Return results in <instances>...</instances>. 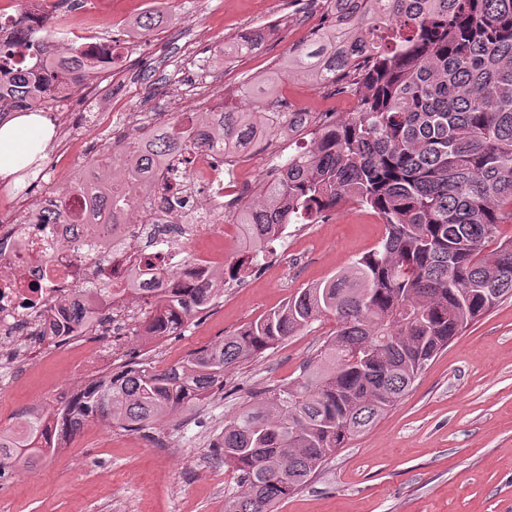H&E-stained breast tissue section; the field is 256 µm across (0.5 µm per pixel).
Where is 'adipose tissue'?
Wrapping results in <instances>:
<instances>
[{"label":"adipose tissue","mask_w":512,"mask_h":512,"mask_svg":"<svg viewBox=\"0 0 512 512\" xmlns=\"http://www.w3.org/2000/svg\"><path fill=\"white\" fill-rule=\"evenodd\" d=\"M54 136L53 120L40 113H21L1 124L0 179L42 156Z\"/></svg>","instance_id":"1"}]
</instances>
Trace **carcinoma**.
Returning a JSON list of instances; mask_svg holds the SVG:
<instances>
[{"label":"carcinoma","mask_w":512,"mask_h":512,"mask_svg":"<svg viewBox=\"0 0 512 512\" xmlns=\"http://www.w3.org/2000/svg\"><path fill=\"white\" fill-rule=\"evenodd\" d=\"M326 20L293 45L259 80L271 96L299 72L321 88L356 98L344 119L325 112L224 107L209 113L199 145L226 157L314 127L312 146L279 162L261 200L236 211L246 231L242 278L260 265L290 224L317 222L326 210L354 203L385 226L380 246L332 277L299 289L280 308L224 340L159 370L146 359L91 381L54 412L25 416L0 429V470L33 466L89 420L138 432L191 408L224 387L232 365L262 354L317 321L335 331L297 380L264 391L261 402L224 423L217 448L237 473L224 512H275L347 440L364 432L413 386L448 343L495 305L512 298V0H326ZM167 22L152 9L130 31L149 36ZM61 24L31 32L24 20L0 36V121L36 112L38 97L83 88L98 74L79 45L52 52ZM259 29L240 34L223 56L253 54ZM135 149L105 153L72 175L70 190L88 192L87 173L111 178L90 197L96 224L119 223L133 195L172 156L183 163L192 146L179 123L132 138ZM36 224H71L51 205L32 210ZM499 240L491 249L489 243ZM146 313L145 334L172 336L217 296L212 288L162 287ZM70 318L93 327L96 305L73 304Z\"/></svg>","instance_id":"cac0c4a2"}]
</instances>
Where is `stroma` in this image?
I'll return each mask as SVG.
<instances>
[{"mask_svg":"<svg viewBox=\"0 0 512 512\" xmlns=\"http://www.w3.org/2000/svg\"><path fill=\"white\" fill-rule=\"evenodd\" d=\"M269 3L166 0L174 21L138 38L127 23L155 0H121L118 25L104 33L116 43L112 72L99 73L68 106L49 111L55 137L40 166L46 182L65 185L91 158L180 118L196 92L218 85L225 101H235L240 85L274 70L326 11L325 0H309L303 11L291 0L274 9ZM264 24L269 32L261 50L215 61L225 43ZM146 46L152 58L142 57ZM228 71L236 72V81L225 82ZM272 101L283 111L320 101L342 115L352 110L349 99L296 75L281 83ZM111 105L117 108L111 124L95 128L92 113ZM384 235L381 220L355 204L340 205L326 223L289 225L266 269L231 282L182 335L144 341L136 334L144 311H126L121 333L132 339L126 357H146L161 368L175 364L281 306L298 289L331 277L378 247ZM333 327L314 323L231 368L223 390L145 430L87 422L37 467L11 470L8 483H0V504L8 512H224V494L236 486L215 447L225 417L257 402L264 389L295 381ZM22 334L38 359L21 373L0 372V428L73 395L75 385L65 382L71 371H78L82 385L95 375L87 366L91 344L50 347L30 329ZM277 512H512V300L449 342L406 395Z\"/></svg>","mask_w":512,"mask_h":512,"instance_id":"35a3bbf8","label":"stroma"}]
</instances>
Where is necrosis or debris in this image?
Returning <instances> with one entry per match:
<instances>
[{
  "mask_svg": "<svg viewBox=\"0 0 512 512\" xmlns=\"http://www.w3.org/2000/svg\"><path fill=\"white\" fill-rule=\"evenodd\" d=\"M190 160L180 198H172L166 174L156 175L153 192L124 212L113 246L84 224H24L17 216H0L1 356L12 357L20 369L30 365L17 334L27 318L47 343L84 340L88 326L61 322V310L78 301L84 288L102 285L101 312L125 311L130 297L116 286L147 257H155L173 285H200L213 269L236 267L237 258L225 256L212 241L226 240L232 248L239 243L242 228L225 224L224 206L246 192L249 162L227 163L205 148L193 150Z\"/></svg>",
  "mask_w": 512,
  "mask_h": 512,
  "instance_id": "necrosis-or-debris-1",
  "label": "necrosis or debris"
}]
</instances>
